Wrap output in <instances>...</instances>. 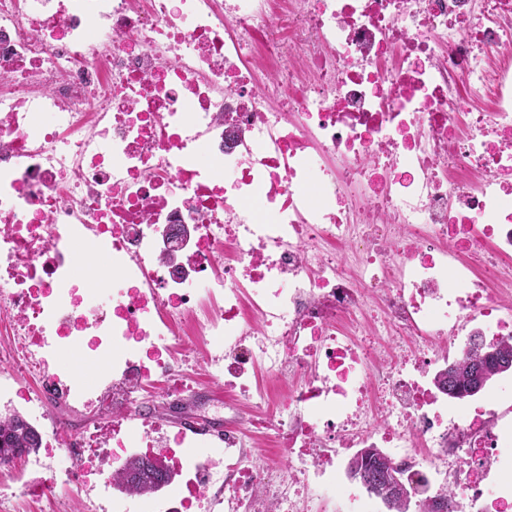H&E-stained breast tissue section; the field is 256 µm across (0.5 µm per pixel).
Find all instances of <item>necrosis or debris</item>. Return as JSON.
I'll return each mask as SVG.
<instances>
[{
  "instance_id": "1",
  "label": "necrosis or debris",
  "mask_w": 512,
  "mask_h": 512,
  "mask_svg": "<svg viewBox=\"0 0 512 512\" xmlns=\"http://www.w3.org/2000/svg\"><path fill=\"white\" fill-rule=\"evenodd\" d=\"M0 329L45 429L0 512H329L362 448L417 510L512 512V385H437L512 342V0H0ZM205 379L239 421L197 451L137 416ZM133 455L177 482L114 490ZM49 412L56 417L57 424L61 427L63 436L68 434H77L84 428L87 420L77 417L65 410L57 407L55 404H49ZM78 485L74 482L66 487H50L42 498H32L20 492V511L19 512H49L48 501L58 495H74Z\"/></svg>"
}]
</instances>
